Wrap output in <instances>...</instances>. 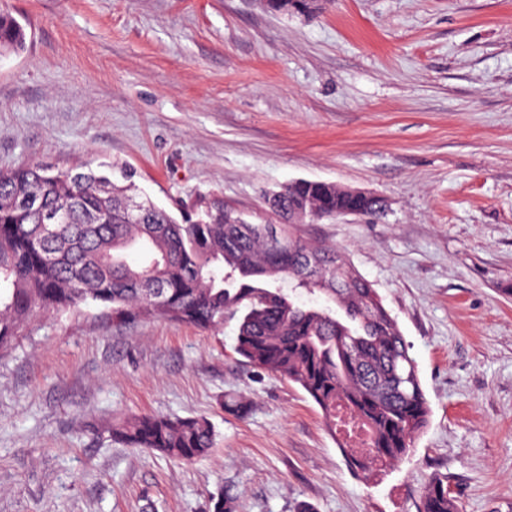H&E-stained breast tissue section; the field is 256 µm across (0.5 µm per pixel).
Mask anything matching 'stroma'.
I'll use <instances>...</instances> for the list:
<instances>
[{"label":"stroma","instance_id":"1","mask_svg":"<svg viewBox=\"0 0 512 512\" xmlns=\"http://www.w3.org/2000/svg\"><path fill=\"white\" fill-rule=\"evenodd\" d=\"M28 44L0 58V170L119 162L167 210L223 202L272 224L296 179L385 199L300 224L396 317L430 403L408 456L358 477L298 386L212 331L42 314L0 354V512H417L433 474L462 512H512V0H0ZM249 400L246 417L224 398ZM141 415L204 417L183 463L112 441ZM314 0H263V7L275 13H311Z\"/></svg>","mask_w":512,"mask_h":512}]
</instances>
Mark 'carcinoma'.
<instances>
[{
	"mask_svg": "<svg viewBox=\"0 0 512 512\" xmlns=\"http://www.w3.org/2000/svg\"><path fill=\"white\" fill-rule=\"evenodd\" d=\"M314 0H262L275 13H310ZM26 28L0 13V56L25 49ZM128 181L91 166L41 162L0 171V353L41 312L102 308L119 319L165 318L217 330L238 321L244 360L298 385L322 410L331 435L348 407L369 433V455L340 443L365 478L399 462L426 427L430 406L415 359L374 284L340 251L295 233L294 219L378 218L379 202L336 183L297 180L268 196L278 224H249L210 203L177 219ZM144 260L132 266L128 251ZM158 293L161 307L149 297ZM309 297L302 302L300 298ZM224 409L249 414L246 398ZM112 440L191 463L207 456L214 429L205 418L143 415L112 427ZM236 496L210 512H235ZM418 512H460L445 475L429 478Z\"/></svg>",
	"mask_w": 512,
	"mask_h": 512,
	"instance_id": "1",
	"label": "carcinoma"
}]
</instances>
